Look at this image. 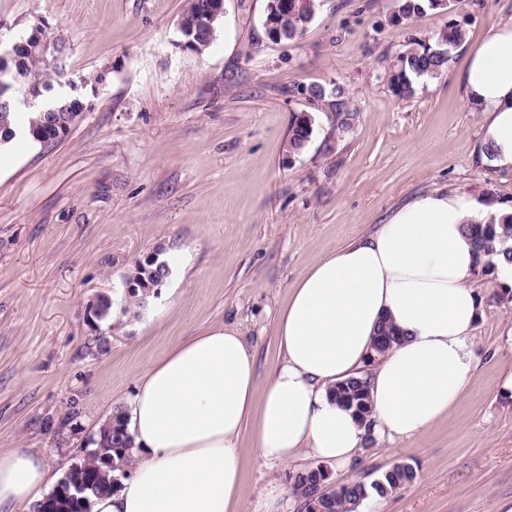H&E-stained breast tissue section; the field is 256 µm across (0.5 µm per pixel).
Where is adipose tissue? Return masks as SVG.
I'll list each match as a JSON object with an SVG mask.
<instances>
[{
	"mask_svg": "<svg viewBox=\"0 0 512 512\" xmlns=\"http://www.w3.org/2000/svg\"><path fill=\"white\" fill-rule=\"evenodd\" d=\"M460 83L487 115L485 160L512 168V21L470 50ZM483 218L472 195L431 191L311 265L277 315L281 358L265 387L241 336L224 326L171 345L136 376L127 405L135 465L120 488L93 498V512H280L286 489L277 482L244 503L245 426L263 461L306 455L348 467L367 434L410 438L447 416L473 375L479 319L468 282L476 255L462 227ZM385 321L402 340L369 363ZM352 377L369 386L372 428L331 393ZM52 484L43 455L0 452V512L30 510Z\"/></svg>",
	"mask_w": 512,
	"mask_h": 512,
	"instance_id": "1",
	"label": "adipose tissue"
}]
</instances>
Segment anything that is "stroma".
Instances as JSON below:
<instances>
[{"instance_id": "35a3bbf8", "label": "stroma", "mask_w": 512, "mask_h": 512, "mask_svg": "<svg viewBox=\"0 0 512 512\" xmlns=\"http://www.w3.org/2000/svg\"><path fill=\"white\" fill-rule=\"evenodd\" d=\"M185 0H0V20L44 18L69 43L77 74H110L61 141L0 150V451L34 448L61 474L89 435L124 407L135 375L203 327L234 329L258 383L279 361L276 315L319 258L373 231L403 203L436 189L512 207V171L480 157L486 115L463 99L469 47L512 19V0H455L397 23L395 0H319L301 37L268 40L266 0H224L215 40L178 47ZM467 31L441 75L395 95L385 68L409 39L431 41L449 20ZM341 96L312 103L294 86ZM314 118L289 157L298 113ZM349 127H341L342 115ZM171 276L147 310H123L124 281L152 254ZM481 314L474 372L460 404L410 439L373 441L331 481L371 482L394 462L414 482L377 512H501L512 500V399L496 382L512 302L473 276ZM112 318L91 325L96 295ZM241 440L244 496L255 501L289 470Z\"/></svg>"}]
</instances>
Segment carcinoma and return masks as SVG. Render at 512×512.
I'll use <instances>...</instances> for the list:
<instances>
[{
	"instance_id": "cac0c4a2",
	"label": "carcinoma",
	"mask_w": 512,
	"mask_h": 512,
	"mask_svg": "<svg viewBox=\"0 0 512 512\" xmlns=\"http://www.w3.org/2000/svg\"><path fill=\"white\" fill-rule=\"evenodd\" d=\"M319 0H288V11L278 13L281 30L288 39L298 38L304 26L302 21L313 19ZM446 8L440 0H396L393 19L396 22L407 20L421 14L425 8ZM466 31L453 21L437 34L435 44L415 41L390 64L384 73L389 88L398 96L410 97L414 94L413 81L416 78H435L440 75L448 62L449 49L464 40ZM19 61L11 70L0 68V84L12 81L17 74L26 75L42 88L49 90L53 98L52 109H18L0 112V146L11 144L16 138L32 143L38 135L55 125L71 129L76 118L82 113L86 97L83 92H74L59 86L56 74L48 72L42 65L36 52L23 48ZM306 125L302 120H294L288 138V154H300L307 146ZM464 232L473 245L478 260L482 261L481 271L473 274H488L495 270L496 261L512 264V214L501 218L493 215L483 223L464 225ZM155 264L135 263L133 271L127 276L131 288L126 295L124 312L135 315L150 305V294L159 284L153 273L169 262L158 256ZM401 341L397 329L386 322L379 328L376 343L390 351ZM336 401L354 411L360 422L371 423V404L368 385L361 378H350L336 385ZM132 437L128 432L123 411L116 409L104 419L94 432L93 448L86 455L76 459L64 472L54 489L39 503V510L48 512H81V501L73 498L66 486L81 484L86 494L93 498L115 490L120 480L132 464ZM417 477L416 469L405 461H398L382 472L370 484L352 482L332 486L331 472L317 464L288 475L291 493L301 500L304 512H357V506L370 493L386 497Z\"/></svg>"
}]
</instances>
